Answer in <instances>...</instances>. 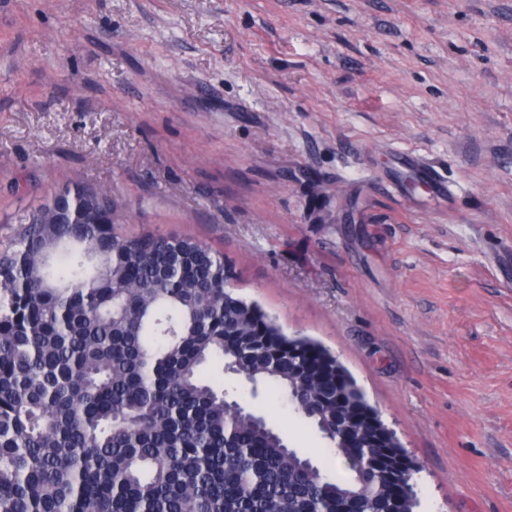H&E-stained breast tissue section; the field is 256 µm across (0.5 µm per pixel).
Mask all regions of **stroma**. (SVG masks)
<instances>
[{"mask_svg": "<svg viewBox=\"0 0 512 512\" xmlns=\"http://www.w3.org/2000/svg\"><path fill=\"white\" fill-rule=\"evenodd\" d=\"M74 181L334 352L415 512H512V0H0V238ZM398 159L405 170L413 173L419 180L430 185L437 195L444 198L447 197L448 204H450L453 198L452 191L432 165L419 155L409 151L400 152Z\"/></svg>", "mask_w": 512, "mask_h": 512, "instance_id": "1", "label": "stroma"}]
</instances>
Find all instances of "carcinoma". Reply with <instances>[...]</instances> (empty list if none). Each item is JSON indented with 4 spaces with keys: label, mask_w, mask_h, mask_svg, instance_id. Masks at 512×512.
I'll use <instances>...</instances> for the list:
<instances>
[{
    "label": "carcinoma",
    "mask_w": 512,
    "mask_h": 512,
    "mask_svg": "<svg viewBox=\"0 0 512 512\" xmlns=\"http://www.w3.org/2000/svg\"><path fill=\"white\" fill-rule=\"evenodd\" d=\"M115 212L74 182L0 244V512H385L391 484L337 442L336 356L238 296L209 247ZM217 365L296 410L345 474Z\"/></svg>",
    "instance_id": "carcinoma-1"
}]
</instances>
